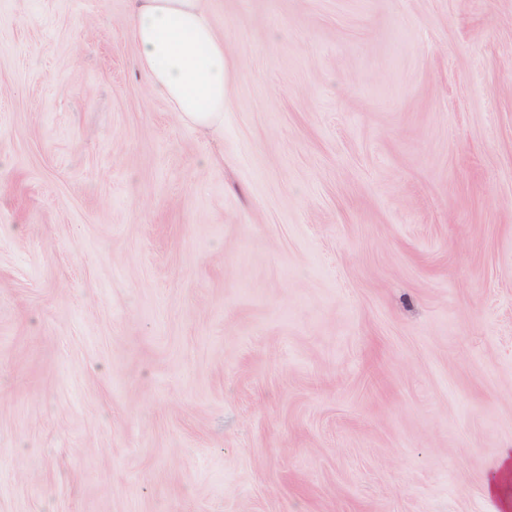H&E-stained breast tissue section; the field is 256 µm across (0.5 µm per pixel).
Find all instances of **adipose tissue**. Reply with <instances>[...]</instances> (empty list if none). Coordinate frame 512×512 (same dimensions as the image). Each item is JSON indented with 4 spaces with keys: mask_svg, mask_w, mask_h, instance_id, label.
<instances>
[{
    "mask_svg": "<svg viewBox=\"0 0 512 512\" xmlns=\"http://www.w3.org/2000/svg\"><path fill=\"white\" fill-rule=\"evenodd\" d=\"M130 26L138 67L188 125L224 123V42L204 0H135Z\"/></svg>",
    "mask_w": 512,
    "mask_h": 512,
    "instance_id": "adipose-tissue-1",
    "label": "adipose tissue"
}]
</instances>
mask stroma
Returning <instances> with one entry per match:
<instances>
[{"mask_svg": "<svg viewBox=\"0 0 512 512\" xmlns=\"http://www.w3.org/2000/svg\"><path fill=\"white\" fill-rule=\"evenodd\" d=\"M0 0V512H500L512 0ZM205 0H135L130 26L138 67L188 125L224 123V41Z\"/></svg>", "mask_w": 512, "mask_h": 512, "instance_id": "stroma-1", "label": "stroma"}]
</instances>
